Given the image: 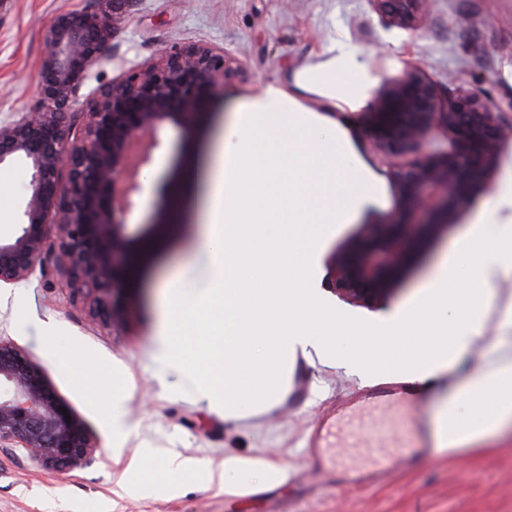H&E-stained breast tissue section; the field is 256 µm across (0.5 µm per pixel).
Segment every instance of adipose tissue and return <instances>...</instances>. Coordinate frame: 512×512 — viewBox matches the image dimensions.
Masks as SVG:
<instances>
[{
  "instance_id": "obj_1",
  "label": "adipose tissue",
  "mask_w": 512,
  "mask_h": 512,
  "mask_svg": "<svg viewBox=\"0 0 512 512\" xmlns=\"http://www.w3.org/2000/svg\"><path fill=\"white\" fill-rule=\"evenodd\" d=\"M366 67L358 55L330 52L293 83H266L235 113L210 189L199 290L190 300L169 291L157 351L160 364L184 374L202 399L227 414L247 418L273 405L298 351L335 356L345 334L342 320L310 288L312 255L303 242L345 221L379 190L333 118L360 99ZM312 95L324 100V113L308 105ZM467 244L470 274L454 303L426 304L385 335L356 332L352 365L373 368L385 351L399 369L425 379L483 336L486 298L512 279V179ZM511 422L509 357L476 371L441 407L431 434L436 447L455 448ZM283 478L277 464L236 453L209 474L233 494Z\"/></svg>"
}]
</instances>
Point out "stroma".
<instances>
[{"mask_svg": "<svg viewBox=\"0 0 512 512\" xmlns=\"http://www.w3.org/2000/svg\"><path fill=\"white\" fill-rule=\"evenodd\" d=\"M89 0H0V115L37 107L33 78L40 33L62 10ZM201 43L244 51L242 72L211 101L207 124L190 136L162 133L163 151L133 195L126 222L138 234L161 204L159 180L183 183L175 206L183 231L157 244L138 270L125 328L92 318L54 254L30 279L0 287V336L45 366L59 394L86 422L96 447L93 460L61 472L45 470L0 447V512H512V426L458 448L433 447L429 425L438 406L462 390L476 368L512 355V334L499 320L512 306V282L489 301L484 339L461 363L425 379L415 405L379 408L374 416L345 426L336 448L339 468L309 466L306 457L321 420L350 404L362 390L407 380L389 356L371 371L350 367L352 338L341 339L336 357L298 354L288 383L271 409L247 419L224 415L200 399L181 375L163 368L156 345L168 283L181 294L196 291V259L206 222V186L234 110L266 82L292 81L331 48L359 53L367 63L366 85L396 75L404 63H420L441 95L465 88L500 105L512 127V0H434L426 25L412 32L383 23L369 0H138L110 40L113 58L94 66L88 88L154 61L168 46ZM369 100L340 113L338 121L354 152L378 177L371 206L346 223L327 225L311 249L310 286L326 308L349 328L388 332L396 321L429 300H444L468 276L464 238L507 176L512 144L502 150L495 176L461 213L411 261L393 297L372 305L350 301L334 289L330 257L376 215L394 209L389 169L377 145L363 133ZM30 180L20 162L0 167V231H15ZM123 393L126 430L112 433V396ZM273 460L286 472L278 486L253 494H228L209 483L208 470L225 454ZM194 459L198 473L182 478L143 477L137 460L148 456L154 471L169 457ZM139 490L119 495L121 486Z\"/></svg>", "mask_w": 512, "mask_h": 512, "instance_id": "35a3bbf8", "label": "stroma"}]
</instances>
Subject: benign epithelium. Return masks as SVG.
I'll return each instance as SVG.
<instances>
[{"label": "benign epithelium", "instance_id": "1", "mask_svg": "<svg viewBox=\"0 0 512 512\" xmlns=\"http://www.w3.org/2000/svg\"><path fill=\"white\" fill-rule=\"evenodd\" d=\"M97 2L104 9L61 11L42 29L38 111L0 118V166L21 162L31 174L19 230L0 236V285L31 277L53 229L61 239L57 264L72 288L90 298L93 316L117 328L126 321L134 267L155 242L179 228L172 219L178 191L173 181L162 187L168 202L143 235L128 236V207L117 206L115 198L129 148L144 139L150 143L133 186L138 192L163 150L164 128L196 131L240 60L223 47L173 45L156 62L92 89L87 111L79 112L90 69L111 58L109 40L137 0ZM370 2L388 24L415 30L432 0ZM371 95L366 131L390 167L397 205L332 256L335 291L363 304L390 297L409 259L488 188L502 145L512 137L497 118V106L472 92L443 99L419 68L382 77ZM78 117L82 131L72 137L67 122ZM441 136L447 147L431 146ZM0 447L16 448L56 471L86 464L96 452L86 424L57 392L46 367L2 337Z\"/></svg>", "mask_w": 512, "mask_h": 512}]
</instances>
